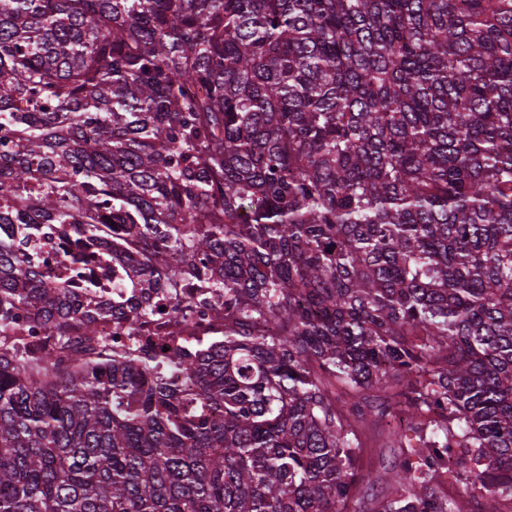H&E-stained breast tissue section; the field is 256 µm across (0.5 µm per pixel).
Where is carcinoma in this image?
Segmentation results:
<instances>
[{"label": "carcinoma", "mask_w": 512, "mask_h": 512, "mask_svg": "<svg viewBox=\"0 0 512 512\" xmlns=\"http://www.w3.org/2000/svg\"><path fill=\"white\" fill-rule=\"evenodd\" d=\"M371 411L512 512V0H0V512H357ZM33 252L37 256L40 268H47L56 279L70 280L71 266L61 256L60 245L56 235L41 238L33 246ZM185 319L197 321L195 329L184 336L186 348L194 349L204 345H210L224 337V322L210 318L209 316H199L192 309H181L179 312Z\"/></svg>", "instance_id": "cac0c4a2"}]
</instances>
